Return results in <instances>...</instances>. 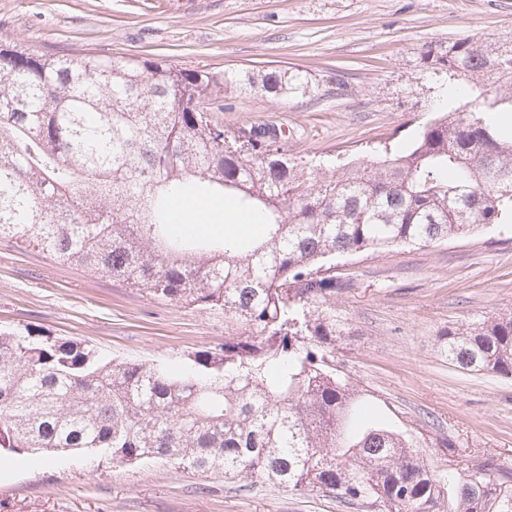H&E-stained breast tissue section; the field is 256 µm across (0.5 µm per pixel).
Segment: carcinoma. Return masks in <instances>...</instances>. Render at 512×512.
<instances>
[{"instance_id":"obj_1","label":"carcinoma","mask_w":512,"mask_h":512,"mask_svg":"<svg viewBox=\"0 0 512 512\" xmlns=\"http://www.w3.org/2000/svg\"><path fill=\"white\" fill-rule=\"evenodd\" d=\"M485 81L400 152L309 169L269 126L226 140L198 107L226 93L310 91L288 68L188 69L162 59L56 56L0 43V240L147 295L224 310V342L180 367L120 361L29 327L0 331V453L88 452L316 491L369 512H512V469L445 467L402 421L364 420L336 367L332 261L512 224V44L431 47ZM187 190L229 196L252 236L173 228ZM448 364L512 377V314L436 336Z\"/></svg>"}]
</instances>
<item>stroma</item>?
<instances>
[{
  "label": "stroma",
  "instance_id": "stroma-1",
  "mask_svg": "<svg viewBox=\"0 0 512 512\" xmlns=\"http://www.w3.org/2000/svg\"><path fill=\"white\" fill-rule=\"evenodd\" d=\"M466 38L512 42V0H0V40L40 52L162 58L186 68H292L306 95L213 102L230 130L273 125L307 166L409 146L443 110L447 69L423 59ZM335 359L424 453L512 468V378L467 374L436 338L512 312V224L429 247L336 260ZM28 326L132 361L169 363L224 340V312L160 300L0 241V329ZM0 512H350L335 498L162 464L0 455Z\"/></svg>",
  "mask_w": 512,
  "mask_h": 512
}]
</instances>
